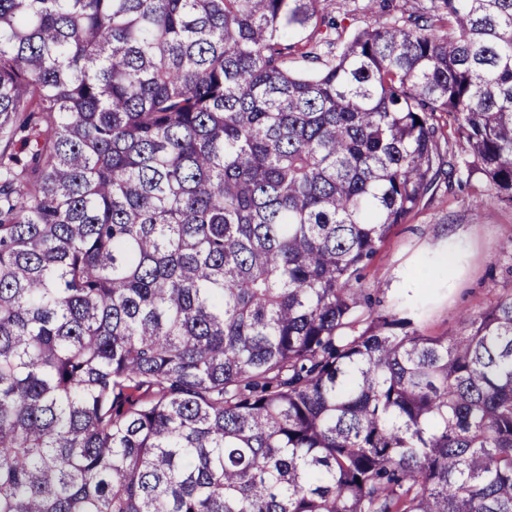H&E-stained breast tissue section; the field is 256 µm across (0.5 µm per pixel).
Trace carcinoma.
<instances>
[{"mask_svg": "<svg viewBox=\"0 0 512 512\" xmlns=\"http://www.w3.org/2000/svg\"><path fill=\"white\" fill-rule=\"evenodd\" d=\"M326 2L0 0V512H512V294L361 283L512 203V0ZM330 8L333 9V15L344 27L345 35L349 36L358 31L374 26L383 18L377 13L363 10L365 1L358 0H334ZM442 184L405 224L397 225L366 271V285L379 288V309L414 318L427 335L466 330L465 311L478 312L512 293V205L500 201L480 173L467 183ZM456 263L440 266L443 253ZM454 257L446 253L443 266ZM426 262L439 271L424 285L415 270Z\"/></svg>", "mask_w": 512, "mask_h": 512, "instance_id": "1", "label": "carcinoma"}]
</instances>
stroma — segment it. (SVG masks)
I'll return each mask as SVG.
<instances>
[{"instance_id":"obj_1","label":"stroma","mask_w":512,"mask_h":512,"mask_svg":"<svg viewBox=\"0 0 512 512\" xmlns=\"http://www.w3.org/2000/svg\"><path fill=\"white\" fill-rule=\"evenodd\" d=\"M456 262L440 265L443 253ZM439 270L421 283V263ZM382 310L413 317L425 334L464 331L463 312H478L512 293V205L500 201L480 173L442 188L406 223L397 225L366 271Z\"/></svg>"}]
</instances>
